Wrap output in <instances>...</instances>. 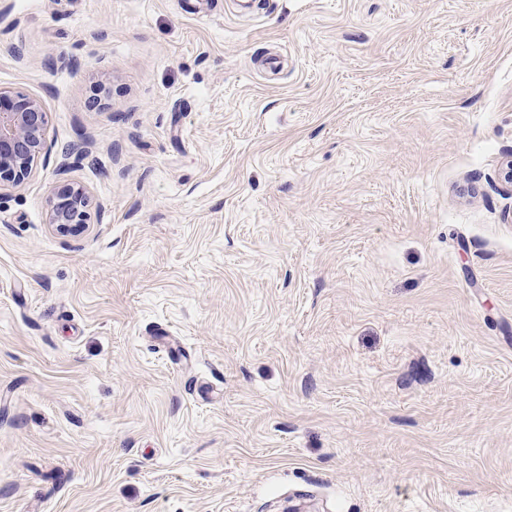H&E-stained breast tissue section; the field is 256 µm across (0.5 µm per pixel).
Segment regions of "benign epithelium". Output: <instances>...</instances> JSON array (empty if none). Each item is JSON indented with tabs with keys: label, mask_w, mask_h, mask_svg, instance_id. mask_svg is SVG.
<instances>
[{
	"label": "benign epithelium",
	"mask_w": 512,
	"mask_h": 512,
	"mask_svg": "<svg viewBox=\"0 0 512 512\" xmlns=\"http://www.w3.org/2000/svg\"><path fill=\"white\" fill-rule=\"evenodd\" d=\"M49 112L20 91L0 88V189L19 188L45 160ZM92 200L82 186H66L47 202L46 224L69 233L88 224Z\"/></svg>",
	"instance_id": "obj_1"
}]
</instances>
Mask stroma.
I'll list each match as a JSON object with an SVG mask.
<instances>
[{"label": "stroma", "mask_w": 512, "mask_h": 512, "mask_svg": "<svg viewBox=\"0 0 512 512\" xmlns=\"http://www.w3.org/2000/svg\"><path fill=\"white\" fill-rule=\"evenodd\" d=\"M0 87V512H512V0H0ZM49 112L42 102L0 87V192L20 188L45 160ZM92 200L82 186H66L47 202L46 224L57 233H69L88 224Z\"/></svg>", "instance_id": "35a3bbf8"}]
</instances>
